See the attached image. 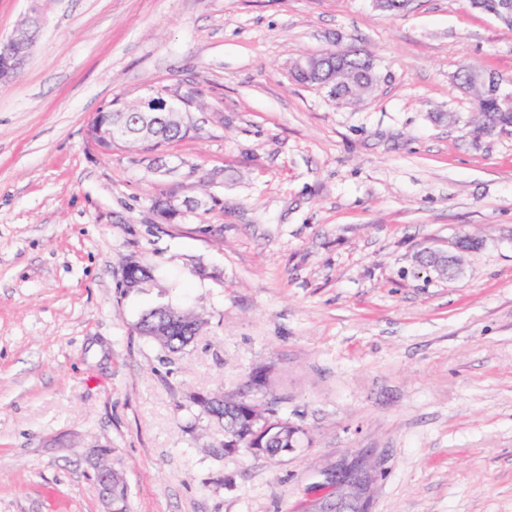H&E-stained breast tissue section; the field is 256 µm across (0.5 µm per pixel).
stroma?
Here are the masks:
<instances>
[{
  "label": "stroma",
  "mask_w": 512,
  "mask_h": 512,
  "mask_svg": "<svg viewBox=\"0 0 512 512\" xmlns=\"http://www.w3.org/2000/svg\"><path fill=\"white\" fill-rule=\"evenodd\" d=\"M345 50L378 76L360 102L294 79ZM465 64L512 81L469 0H47L0 82V512H109L100 446L129 512H307L359 452L370 512H512V134L477 133ZM162 88L193 92L194 135L89 140ZM466 233L460 274L420 267ZM131 261L155 280L124 288ZM160 305L203 320L179 352L137 330ZM216 392L300 445L224 451Z\"/></svg>",
  "instance_id": "obj_1"
}]
</instances>
